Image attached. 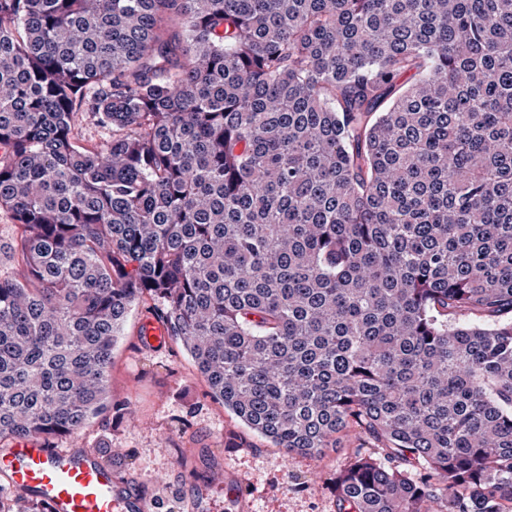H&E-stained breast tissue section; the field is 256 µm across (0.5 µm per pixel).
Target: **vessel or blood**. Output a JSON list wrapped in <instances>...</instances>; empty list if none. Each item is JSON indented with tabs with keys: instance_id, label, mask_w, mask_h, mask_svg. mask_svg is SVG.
I'll use <instances>...</instances> for the list:
<instances>
[{
	"instance_id": "obj_1",
	"label": "vessel or blood",
	"mask_w": 512,
	"mask_h": 512,
	"mask_svg": "<svg viewBox=\"0 0 512 512\" xmlns=\"http://www.w3.org/2000/svg\"><path fill=\"white\" fill-rule=\"evenodd\" d=\"M0 477L34 496L47 512H151L153 504L90 452L73 454L40 439L15 441L0 453Z\"/></svg>"
}]
</instances>
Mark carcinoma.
<instances>
[{
  "mask_svg": "<svg viewBox=\"0 0 512 512\" xmlns=\"http://www.w3.org/2000/svg\"><path fill=\"white\" fill-rule=\"evenodd\" d=\"M0 208V444L108 410L147 296L274 447L373 442L341 512H512V0H0ZM77 138L83 146L98 147L103 146L109 139V131L101 128L97 123L86 115H79L76 125ZM20 228L13 213L0 209V278L15 273L13 247L20 238Z\"/></svg>",
  "mask_w": 512,
  "mask_h": 512,
  "instance_id": "1",
  "label": "carcinoma"
}]
</instances>
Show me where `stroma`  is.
I'll return each instance as SVG.
<instances>
[{"label":"stroma","instance_id":"stroma-1","mask_svg":"<svg viewBox=\"0 0 512 512\" xmlns=\"http://www.w3.org/2000/svg\"><path fill=\"white\" fill-rule=\"evenodd\" d=\"M153 318L150 300L133 306L113 349L111 410L55 446L111 462L114 477L135 482L159 512H186L190 493L200 512H339L332 479L368 447L365 435L349 430L319 458L284 455L210 397L174 338L144 345L142 325Z\"/></svg>","mask_w":512,"mask_h":512}]
</instances>
